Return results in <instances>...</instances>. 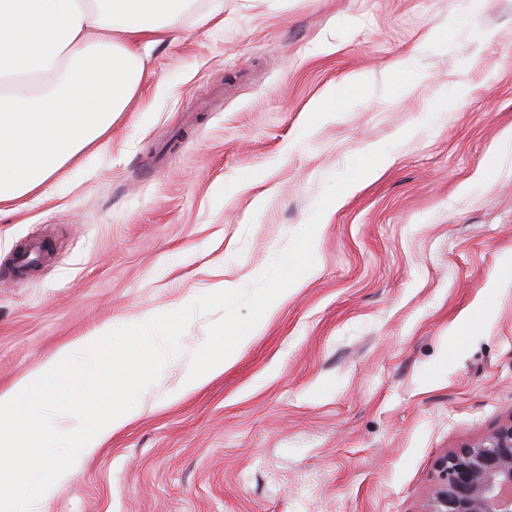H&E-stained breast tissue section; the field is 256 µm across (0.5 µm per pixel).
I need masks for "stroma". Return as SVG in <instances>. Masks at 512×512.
Wrapping results in <instances>:
<instances>
[{"instance_id":"stroma-1","label":"stroma","mask_w":512,"mask_h":512,"mask_svg":"<svg viewBox=\"0 0 512 512\" xmlns=\"http://www.w3.org/2000/svg\"><path fill=\"white\" fill-rule=\"evenodd\" d=\"M207 2L144 51L103 150L0 205V390L248 285L352 157L394 161L320 222L315 275L236 363L177 397L190 323L48 512H425L437 460L512 415V0H224L197 24Z\"/></svg>"}]
</instances>
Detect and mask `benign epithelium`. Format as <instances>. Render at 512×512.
I'll use <instances>...</instances> for the list:
<instances>
[{"label":"benign epithelium","mask_w":512,"mask_h":512,"mask_svg":"<svg viewBox=\"0 0 512 512\" xmlns=\"http://www.w3.org/2000/svg\"><path fill=\"white\" fill-rule=\"evenodd\" d=\"M426 512H512V417L441 457Z\"/></svg>","instance_id":"benign-epithelium-1"}]
</instances>
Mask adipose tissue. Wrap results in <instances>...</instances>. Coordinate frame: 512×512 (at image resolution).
Segmentation results:
<instances>
[{
	"instance_id": "adipose-tissue-1",
	"label": "adipose tissue",
	"mask_w": 512,
	"mask_h": 512,
	"mask_svg": "<svg viewBox=\"0 0 512 512\" xmlns=\"http://www.w3.org/2000/svg\"><path fill=\"white\" fill-rule=\"evenodd\" d=\"M185 0H0V204L101 149Z\"/></svg>"
}]
</instances>
